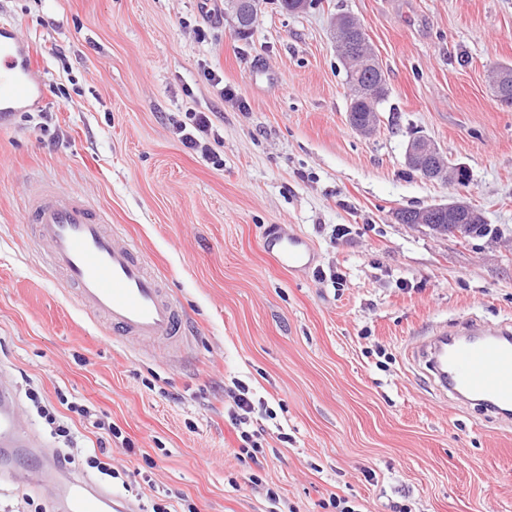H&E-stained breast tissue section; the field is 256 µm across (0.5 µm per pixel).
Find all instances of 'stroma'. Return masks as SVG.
<instances>
[{"label":"stroma","mask_w":512,"mask_h":512,"mask_svg":"<svg viewBox=\"0 0 512 512\" xmlns=\"http://www.w3.org/2000/svg\"><path fill=\"white\" fill-rule=\"evenodd\" d=\"M239 34L227 0H0L36 49L46 99L0 129V380L23 424L56 443L26 396L76 397L121 439L135 512H512V419L435 393L408 352L438 324L512 321V106L488 75L512 65V0H257ZM362 25L387 79L370 135L348 121L332 37ZM208 113L217 160L173 127ZM434 141L460 186L410 171ZM74 193L141 248L186 317L179 344L113 341L46 263L31 199ZM462 199L488 235L459 240L395 217ZM297 233L291 272L264 252ZM246 385L256 459L239 453ZM140 448L128 456L122 439ZM40 462L0 476V512H58ZM264 249L288 270L305 269L312 264L310 247L307 241L297 234L288 235L287 238L277 236L265 240Z\"/></svg>","instance_id":"1"}]
</instances>
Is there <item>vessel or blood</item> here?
<instances>
[{
    "mask_svg": "<svg viewBox=\"0 0 512 512\" xmlns=\"http://www.w3.org/2000/svg\"><path fill=\"white\" fill-rule=\"evenodd\" d=\"M38 56L12 27L0 25V125L18 109L39 104L46 90L38 77ZM27 221L35 227L51 265L76 288L83 308L104 317L117 337L180 339L185 324L138 248L112 231L84 200L74 194L34 197ZM264 249L291 270L312 263L300 235L277 236ZM432 371L436 392L457 403L476 404L501 413L512 410V323L495 326L471 319L454 328L437 326L410 352ZM35 442L23 429L15 398L0 389V469L10 470L28 456ZM39 474L51 485L63 512H127L122 499L60 467L43 453Z\"/></svg>",
    "mask_w": 512,
    "mask_h": 512,
    "instance_id": "obj_1",
    "label": "vessel or blood"
}]
</instances>
